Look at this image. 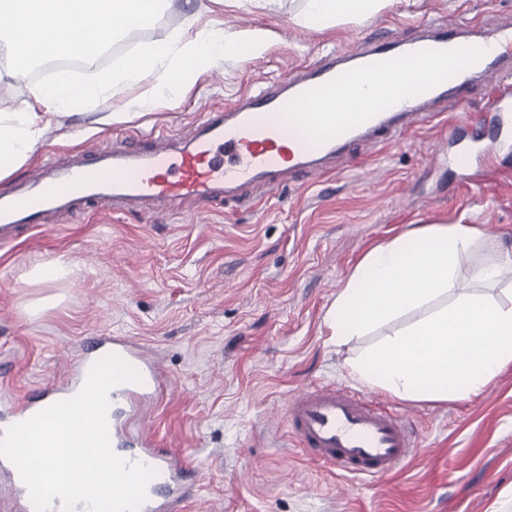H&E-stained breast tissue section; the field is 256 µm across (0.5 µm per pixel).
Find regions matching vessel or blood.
<instances>
[{"label":"vessel or blood","mask_w":512,"mask_h":512,"mask_svg":"<svg viewBox=\"0 0 512 512\" xmlns=\"http://www.w3.org/2000/svg\"><path fill=\"white\" fill-rule=\"evenodd\" d=\"M457 31L435 27L432 35L387 44L366 45L353 52L354 69L328 60L284 87L244 94L229 108L204 114L187 133L159 132L150 146L129 152L114 145L81 151L78 160L46 164L33 171L17 194L0 197V243L11 240L14 230L33 229L43 213L60 211L73 201L95 205L103 200L121 205L130 201H207L236 195L254 184L276 190L286 175L297 171L319 176L322 162L351 145L381 143L399 137L436 100L465 105L468 86L463 73L444 84L426 83L399 102L367 112L359 120L338 123L325 91H343L350 75L373 85L395 78L396 60L438 61L456 49ZM512 42L504 28L483 31L471 43L475 72L496 76L504 54L499 46ZM229 163L217 160V151ZM132 365L139 381L115 386L112 449L118 456L156 469L147 498L138 512H176L183 502L188 468L170 449L159 447L155 436L128 431L139 399L153 393L158 371L124 339L103 338L86 348L83 365L106 353ZM81 373L36 396L14 400V416L28 419L51 398H66L78 386ZM286 417L307 455L353 479H381L418 453L415 438L405 428L402 414L338 387L307 389L291 397Z\"/></svg>","instance_id":"1"}]
</instances>
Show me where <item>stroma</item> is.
I'll return each mask as SVG.
<instances>
[{"label":"stroma","mask_w":512,"mask_h":512,"mask_svg":"<svg viewBox=\"0 0 512 512\" xmlns=\"http://www.w3.org/2000/svg\"><path fill=\"white\" fill-rule=\"evenodd\" d=\"M299 0L278 12L225 10L224 28L270 31L266 51L224 60L197 77L184 100L146 107L130 124L65 120L10 177V194L45 158L116 139L127 149L151 132H183L239 95L279 86L333 52L412 38L425 21L470 29L512 26V0H391L359 21L313 31L295 24ZM104 50L80 68L13 74L0 62V113L22 112L34 89L75 84L122 66ZM499 87L472 80L465 110L435 104L432 121L395 141L360 142L320 181L291 175L275 191L234 202L183 203L164 213L77 207L0 247V390L15 397L63 379L99 337L130 338L162 366L164 392L148 404L162 447L193 472L185 512H486L512 492V366L477 396L437 405L368 388L344 368L356 346L336 347L323 317L354 266L377 244L422 224L484 230L460 263L512 248V142L488 164L460 167L453 127L480 120ZM61 257L78 275L38 283L34 265ZM335 385L403 413L423 450L379 481L339 476L297 446L277 408L302 389Z\"/></svg>","instance_id":"stroma-1"}]
</instances>
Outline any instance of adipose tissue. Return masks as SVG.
Listing matches in <instances>:
<instances>
[{"label": "adipose tissue", "instance_id": "ef3b65f1", "mask_svg": "<svg viewBox=\"0 0 512 512\" xmlns=\"http://www.w3.org/2000/svg\"><path fill=\"white\" fill-rule=\"evenodd\" d=\"M166 0H0V58L31 59L36 47L71 55L73 34L92 35L95 46L110 44L119 25L156 16ZM282 0H205L178 28L160 33L118 74L96 83H58L37 88L23 112L0 113V180L22 167L59 130L70 107L127 84L148 83V103H176L193 80L227 58L246 59L268 47V33L253 28L232 33L197 30L202 15L227 6L276 12ZM387 0H303L297 25L323 30L343 20L362 19ZM457 58L429 64L402 63L394 82L361 90L349 79L342 94L329 91L340 122L372 112L422 83L447 77ZM482 235L473 224H427L365 253L324 316L334 344L343 346L397 320L401 326L364 347L348 363L352 378L410 402L445 404L480 393L512 365V305L485 298L481 290L512 274V250L495 262L459 273V260Z\"/></svg>", "mask_w": 512, "mask_h": 512}]
</instances>
